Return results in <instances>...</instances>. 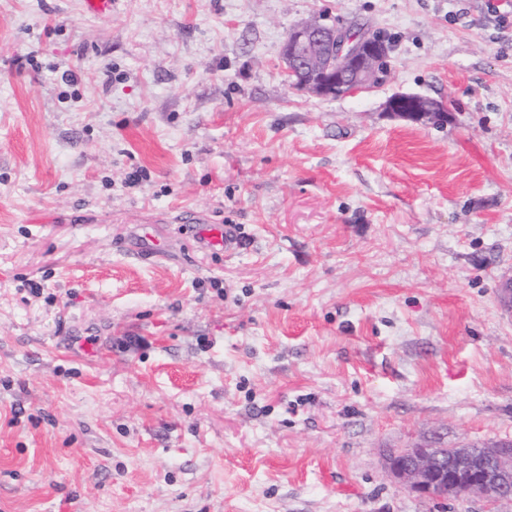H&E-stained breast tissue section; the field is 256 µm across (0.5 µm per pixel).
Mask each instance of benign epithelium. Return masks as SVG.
I'll return each mask as SVG.
<instances>
[{"label":"benign epithelium","instance_id":"benign-epithelium-1","mask_svg":"<svg viewBox=\"0 0 512 512\" xmlns=\"http://www.w3.org/2000/svg\"><path fill=\"white\" fill-rule=\"evenodd\" d=\"M282 57L294 86L338 98L377 84L388 65L390 46L366 29L352 36L346 27L308 21L288 31ZM385 109L415 123L439 126L448 121L443 103L416 93L394 94ZM388 467L399 486L420 498L512 500L511 441L456 448L447 454L416 444L391 453Z\"/></svg>","mask_w":512,"mask_h":512}]
</instances>
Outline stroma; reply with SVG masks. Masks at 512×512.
<instances>
[{
    "label": "stroma",
    "mask_w": 512,
    "mask_h": 512,
    "mask_svg": "<svg viewBox=\"0 0 512 512\" xmlns=\"http://www.w3.org/2000/svg\"><path fill=\"white\" fill-rule=\"evenodd\" d=\"M501 2L0 0V512H512L387 470L512 440ZM312 18L380 83L293 86ZM308 21L293 26L282 47L292 84L317 96L338 98L367 90L381 79L390 46L382 36ZM386 112L415 123L439 126L448 122V113L442 102L416 93H397L385 106ZM197 241L203 248L224 249L225 253L237 252L241 242L232 224H226L222 229L202 226L197 232Z\"/></svg>",
    "instance_id": "35a3bbf8"
}]
</instances>
